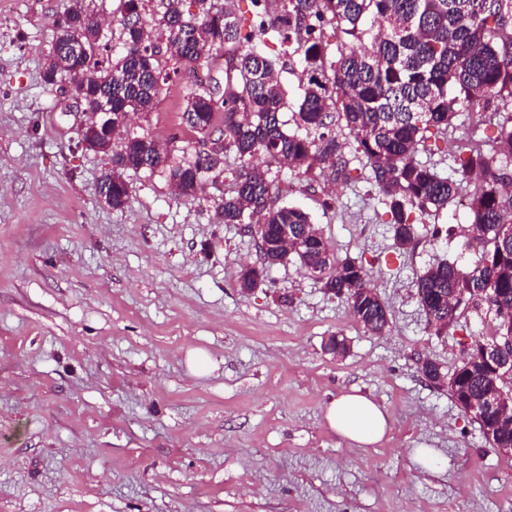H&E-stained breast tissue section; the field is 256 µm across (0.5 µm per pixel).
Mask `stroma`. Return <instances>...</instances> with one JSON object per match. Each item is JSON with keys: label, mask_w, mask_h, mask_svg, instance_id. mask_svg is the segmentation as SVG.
I'll return each instance as SVG.
<instances>
[{"label": "stroma", "mask_w": 512, "mask_h": 512, "mask_svg": "<svg viewBox=\"0 0 512 512\" xmlns=\"http://www.w3.org/2000/svg\"><path fill=\"white\" fill-rule=\"evenodd\" d=\"M66 4L0 0V512H512V456L418 364L451 372L464 339L495 333L468 310L435 335L417 295L429 265L477 260L466 208L425 212L401 253L370 184L271 165L277 203L365 265L389 325L366 331L292 260L241 291L256 240L219 210L237 162L205 175L194 199L129 170L125 208L100 201L111 157L79 147L84 106L68 81L43 79ZM265 50L294 131L301 67L287 46ZM196 82L181 67L131 132L182 131ZM339 333L342 355L325 348ZM353 389L390 418L377 444L324 417ZM429 450L433 471L420 462Z\"/></svg>", "instance_id": "stroma-1"}]
</instances>
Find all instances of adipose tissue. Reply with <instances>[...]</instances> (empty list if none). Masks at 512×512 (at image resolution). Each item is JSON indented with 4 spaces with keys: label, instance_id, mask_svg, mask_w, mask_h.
Here are the masks:
<instances>
[{
    "label": "adipose tissue",
    "instance_id": "obj_1",
    "mask_svg": "<svg viewBox=\"0 0 512 512\" xmlns=\"http://www.w3.org/2000/svg\"><path fill=\"white\" fill-rule=\"evenodd\" d=\"M325 418L340 436L363 446L381 441L389 428L386 411L354 391L336 397L328 405Z\"/></svg>",
    "mask_w": 512,
    "mask_h": 512
}]
</instances>
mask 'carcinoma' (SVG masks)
<instances>
[{
    "label": "carcinoma",
    "instance_id": "obj_1",
    "mask_svg": "<svg viewBox=\"0 0 512 512\" xmlns=\"http://www.w3.org/2000/svg\"><path fill=\"white\" fill-rule=\"evenodd\" d=\"M184 0H159L152 20L167 33V51L180 62L209 63L224 49V86H200L187 99L188 139L169 141L128 134L112 151V170L100 185L111 207L129 199L127 170L167 174L179 196L193 198L211 155L242 162L233 191L224 196L226 224H263L261 267L241 269L238 286H258L263 268L294 257L300 269L342 299L353 318L375 334L388 325L387 310L371 288L363 264L341 258L295 206L277 205L267 172L245 160L262 155L327 183L370 181L389 215L395 249L408 248L417 214L448 207L470 185L468 232L481 250L477 261L439 262L417 277V294L429 327L440 334L473 308L495 320L499 336H512V177L501 156H512V112H494L480 126L458 130L460 109L512 101V0H250L244 13L221 0H197L195 19ZM65 23L46 55L44 79L66 75L94 111L112 98V129L147 114L170 80L148 38L145 0H125L121 50L113 58L70 56L72 44L99 36L86 0H68ZM336 29V45L325 40ZM296 42L303 81L297 130L283 131L287 102L272 61L260 49L268 35ZM356 146L346 157L339 133ZM450 146L455 178L417 159L431 139ZM479 353L448 377V394L466 406L506 381ZM478 423L492 448H512V427L484 411Z\"/></svg>",
    "mask_w": 512,
    "mask_h": 512
}]
</instances>
